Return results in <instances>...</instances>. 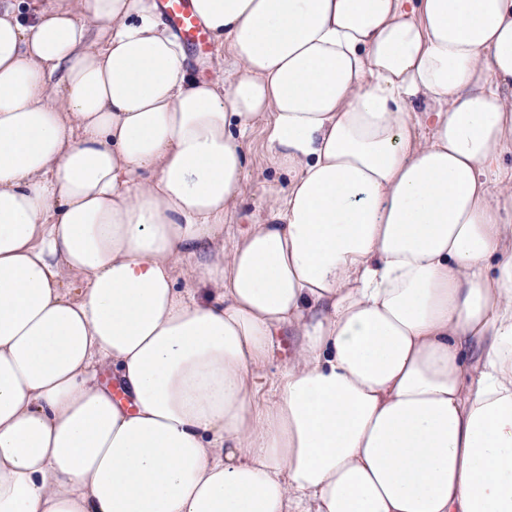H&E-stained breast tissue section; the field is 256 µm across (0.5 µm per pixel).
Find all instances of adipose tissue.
<instances>
[{
    "label": "adipose tissue",
    "instance_id": "obj_1",
    "mask_svg": "<svg viewBox=\"0 0 512 512\" xmlns=\"http://www.w3.org/2000/svg\"><path fill=\"white\" fill-rule=\"evenodd\" d=\"M192 6L0 0V512H512V0ZM160 6L182 41L195 47L208 43L209 33L195 17L191 0H160ZM180 43L185 52L186 62L188 66L193 70V72L201 76H210L212 60L214 58V51L216 47V41L214 37L211 35L210 46L208 50L203 54H194L181 41ZM267 126V118L257 120L251 134L242 141L250 174V185L232 224L224 225L225 246L229 247L234 235L262 215L270 195L282 192L287 187L288 177L273 169L267 161ZM258 175L259 178H257Z\"/></svg>",
    "mask_w": 512,
    "mask_h": 512
}]
</instances>
